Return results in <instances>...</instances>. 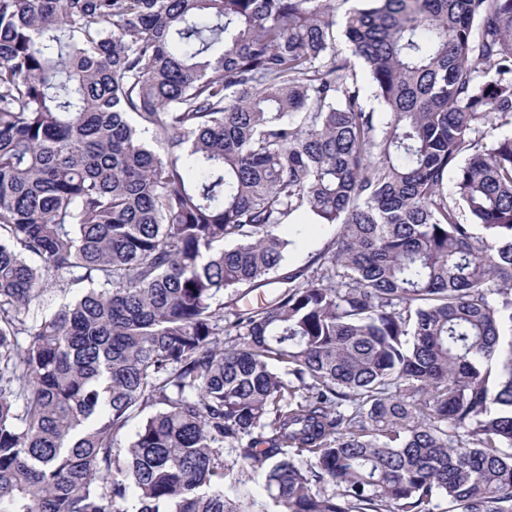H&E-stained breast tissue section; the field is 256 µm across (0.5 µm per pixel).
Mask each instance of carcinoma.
<instances>
[{
    "instance_id": "carcinoma-1",
    "label": "carcinoma",
    "mask_w": 512,
    "mask_h": 512,
    "mask_svg": "<svg viewBox=\"0 0 512 512\" xmlns=\"http://www.w3.org/2000/svg\"><path fill=\"white\" fill-rule=\"evenodd\" d=\"M362 2L0 0V512H512V0ZM336 234L334 226L307 225L303 233L294 240V246L290 250L288 263L290 269L303 266L314 260ZM224 464L232 469L224 483L226 493L230 497L238 498L246 512L270 511V500L259 470L242 468L240 462L236 463L234 454L227 450L224 451Z\"/></svg>"
}]
</instances>
